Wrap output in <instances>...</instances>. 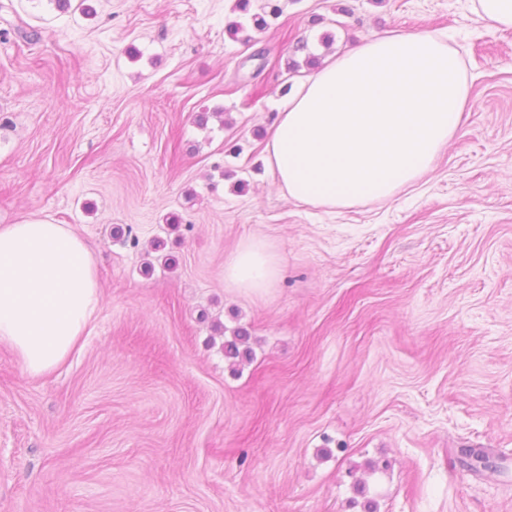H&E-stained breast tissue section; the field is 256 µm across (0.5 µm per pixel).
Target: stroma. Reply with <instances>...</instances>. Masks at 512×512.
I'll list each match as a JSON object with an SVG mask.
<instances>
[{"label": "stroma", "instance_id": "1", "mask_svg": "<svg viewBox=\"0 0 512 512\" xmlns=\"http://www.w3.org/2000/svg\"><path fill=\"white\" fill-rule=\"evenodd\" d=\"M86 2L0 0V224L71 225L102 289L59 370L0 345V512H512V31L470 0H279L252 47L233 0ZM393 30L461 57L457 134L392 200L289 199L264 152L309 73L289 49ZM254 238L276 281L227 287Z\"/></svg>", "mask_w": 512, "mask_h": 512}]
</instances>
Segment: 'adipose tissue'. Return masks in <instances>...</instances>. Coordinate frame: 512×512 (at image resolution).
I'll return each mask as SVG.
<instances>
[{
	"instance_id": "adipose-tissue-1",
	"label": "adipose tissue",
	"mask_w": 512,
	"mask_h": 512,
	"mask_svg": "<svg viewBox=\"0 0 512 512\" xmlns=\"http://www.w3.org/2000/svg\"><path fill=\"white\" fill-rule=\"evenodd\" d=\"M470 108L458 53L429 34H393L325 60L278 114L266 161L296 202L330 209L394 198L431 173ZM279 273L262 240L224 266L228 287L261 291ZM102 298L94 257L68 225H0V344L32 378L83 345Z\"/></svg>"
}]
</instances>
